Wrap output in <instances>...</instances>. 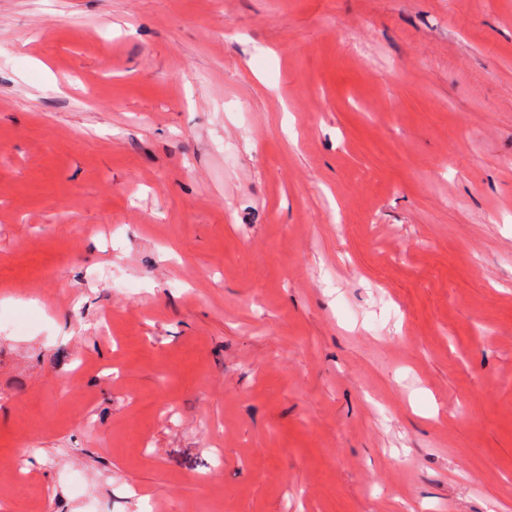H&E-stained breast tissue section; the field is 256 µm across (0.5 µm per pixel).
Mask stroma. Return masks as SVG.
I'll list each match as a JSON object with an SVG mask.
<instances>
[{
	"mask_svg": "<svg viewBox=\"0 0 512 512\" xmlns=\"http://www.w3.org/2000/svg\"><path fill=\"white\" fill-rule=\"evenodd\" d=\"M0 507L512 512V0H0Z\"/></svg>",
	"mask_w": 512,
	"mask_h": 512,
	"instance_id": "obj_1",
	"label": "stroma"
}]
</instances>
